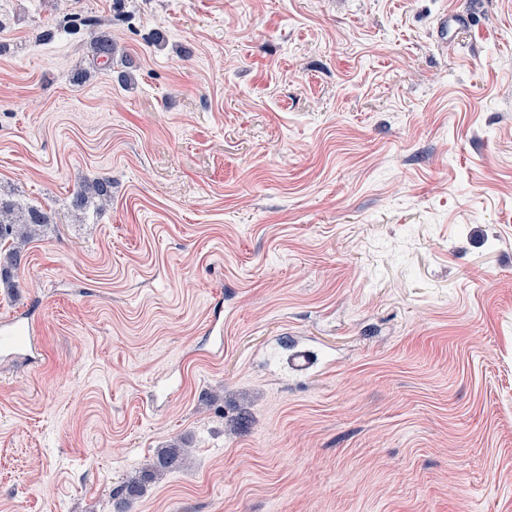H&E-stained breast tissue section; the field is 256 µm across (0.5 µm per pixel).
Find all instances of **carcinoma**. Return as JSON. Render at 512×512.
<instances>
[{
  "label": "carcinoma",
  "instance_id": "1",
  "mask_svg": "<svg viewBox=\"0 0 512 512\" xmlns=\"http://www.w3.org/2000/svg\"><path fill=\"white\" fill-rule=\"evenodd\" d=\"M115 54V46L112 40L100 38L95 43V55L102 59V65H112ZM111 183L107 179H96L91 183L80 187L73 196V207L82 209L89 199L97 198L101 204H107L110 199ZM47 224V215L39 207L27 206L20 208L15 204L0 199V280L10 282L11 273L21 263V254L15 248L19 240L30 239L39 234L43 225ZM177 458L176 451H164L157 461L152 464L145 479L155 480L164 475L167 468L172 466Z\"/></svg>",
  "mask_w": 512,
  "mask_h": 512
}]
</instances>
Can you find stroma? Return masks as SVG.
<instances>
[{"mask_svg":"<svg viewBox=\"0 0 512 512\" xmlns=\"http://www.w3.org/2000/svg\"><path fill=\"white\" fill-rule=\"evenodd\" d=\"M0 198V512H512V0H0ZM469 14L463 11H451L440 16L435 34L437 41H447L448 35H452L458 29L470 26ZM110 188L111 183L108 179H96L78 188L73 196V207L84 208L90 198H98L102 206L106 205L111 199ZM48 224L46 213L39 207L19 208L0 199V280L9 283L12 270L19 267L21 254L14 244L38 235ZM285 364L290 375L304 376L317 371L321 361L318 351L313 346L296 341L288 350Z\"/></svg>","mask_w":512,"mask_h":512,"instance_id":"35a3bbf8","label":"stroma"}]
</instances>
